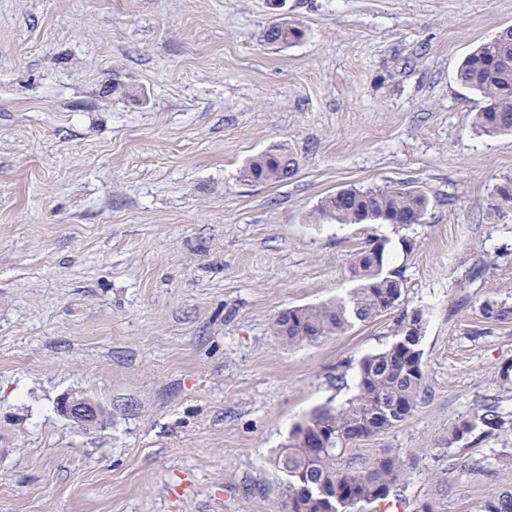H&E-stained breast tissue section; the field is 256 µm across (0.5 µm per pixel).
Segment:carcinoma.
<instances>
[{"label":"carcinoma","mask_w":512,"mask_h":512,"mask_svg":"<svg viewBox=\"0 0 512 512\" xmlns=\"http://www.w3.org/2000/svg\"><path fill=\"white\" fill-rule=\"evenodd\" d=\"M306 36L293 23L269 27L270 43L294 44ZM458 82L483 99L474 115V129L486 136L512 133V29L501 30L480 43L460 64ZM288 150L275 146L252 158L243 177L255 183H278L295 172ZM512 178L497 184L493 207L512 208ZM430 200L416 187L346 188L321 199L312 212L317 224H376L397 230L421 224ZM386 243L377 241L358 252L351 266L356 287L345 297L313 306H298L278 314L272 333L288 346L314 343L341 334L357 323L388 316L401 305L404 282L388 268ZM480 312L486 322H512V304L485 298ZM394 339L385 348L363 356L357 366L355 394L344 403L327 402L296 423L288 441L273 458L284 475L281 501L274 512H366L406 487L411 473L399 455L387 450L373 458L353 454L355 446L407 421L426 388L422 341L426 312H402L393 323ZM512 429V416L495 401L479 405L448 430L452 446L479 430L486 434Z\"/></svg>","instance_id":"cac0c4a2"}]
</instances>
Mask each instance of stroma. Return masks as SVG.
Wrapping results in <instances>:
<instances>
[{
    "label": "stroma",
    "mask_w": 512,
    "mask_h": 512,
    "mask_svg": "<svg viewBox=\"0 0 512 512\" xmlns=\"http://www.w3.org/2000/svg\"><path fill=\"white\" fill-rule=\"evenodd\" d=\"M281 20L305 39L266 43ZM509 26L512 0H0V512H272L271 457L354 393L393 319L297 347L272 321L346 295L382 236L403 309L429 313L427 388L361 454L430 444L401 512L512 491V430L445 440L487 399L512 412V324L479 313L512 303V210L491 206L512 135L477 134L483 101L456 79ZM274 144L297 172L245 181ZM403 184L430 199L405 234L309 219L337 190ZM73 391L101 424L61 413ZM480 312L487 323L505 324L512 322V304L487 297L480 304ZM60 411L81 427L96 425L105 413L100 404L82 392L66 395L60 403Z\"/></svg>",
    "instance_id": "35a3bbf8"
}]
</instances>
